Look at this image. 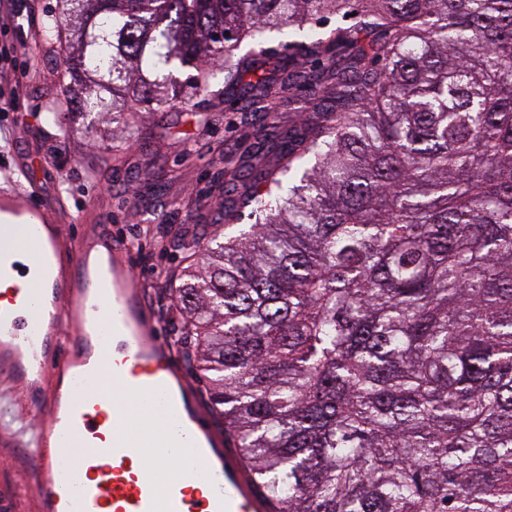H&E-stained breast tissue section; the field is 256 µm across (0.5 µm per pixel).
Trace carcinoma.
<instances>
[{
  "label": "carcinoma",
  "instance_id": "obj_1",
  "mask_svg": "<svg viewBox=\"0 0 512 512\" xmlns=\"http://www.w3.org/2000/svg\"><path fill=\"white\" fill-rule=\"evenodd\" d=\"M63 2L114 123L307 91L171 279L271 512H512V0Z\"/></svg>",
  "mask_w": 512,
  "mask_h": 512
}]
</instances>
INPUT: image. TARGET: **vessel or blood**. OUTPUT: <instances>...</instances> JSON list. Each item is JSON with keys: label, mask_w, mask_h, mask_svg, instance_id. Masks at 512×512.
Instances as JSON below:
<instances>
[{"label": "vessel or blood", "mask_w": 512, "mask_h": 512, "mask_svg": "<svg viewBox=\"0 0 512 512\" xmlns=\"http://www.w3.org/2000/svg\"><path fill=\"white\" fill-rule=\"evenodd\" d=\"M45 214L0 195V368L43 414L42 512H267L199 419L132 287L130 244L95 224L66 244Z\"/></svg>", "instance_id": "b4317fda"}]
</instances>
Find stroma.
<instances>
[{"mask_svg": "<svg viewBox=\"0 0 512 512\" xmlns=\"http://www.w3.org/2000/svg\"><path fill=\"white\" fill-rule=\"evenodd\" d=\"M24 43L0 68L21 78L0 83L14 109L0 112V191L27 173L47 216L67 224H108L134 244V267L145 308L162 335L180 338L170 280L178 273L180 238L220 229L224 167L248 151L260 116L244 101H203L206 120L173 108L137 117L138 131L78 112L75 92L95 97L62 63L61 40H45L58 0H19ZM42 414L10 379L0 376V512H38L35 464L28 438Z\"/></svg>", "mask_w": 512, "mask_h": 512, "instance_id": "35a3bbf8", "label": "stroma"}]
</instances>
